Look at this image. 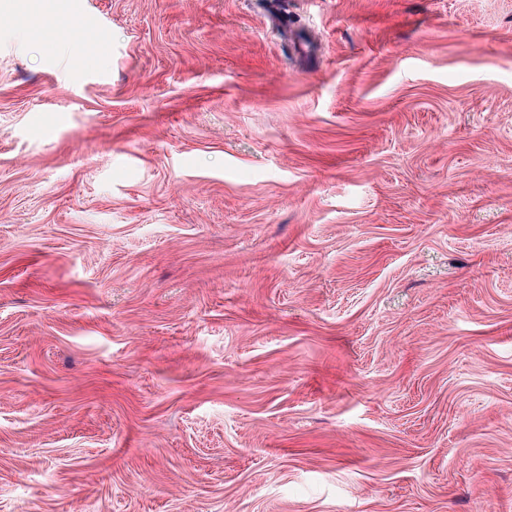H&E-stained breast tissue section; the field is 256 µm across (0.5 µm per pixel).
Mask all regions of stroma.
<instances>
[{
    "instance_id": "1",
    "label": "stroma",
    "mask_w": 512,
    "mask_h": 512,
    "mask_svg": "<svg viewBox=\"0 0 512 512\" xmlns=\"http://www.w3.org/2000/svg\"><path fill=\"white\" fill-rule=\"evenodd\" d=\"M0 512H512V0H0Z\"/></svg>"
}]
</instances>
